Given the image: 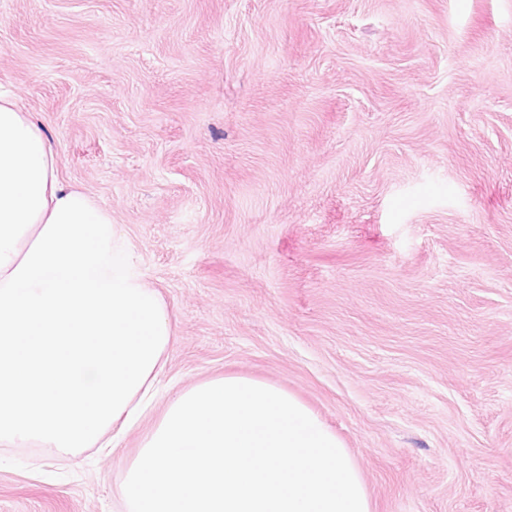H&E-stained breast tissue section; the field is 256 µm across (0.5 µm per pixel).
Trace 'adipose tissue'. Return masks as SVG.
Returning <instances> with one entry per match:
<instances>
[{"label":"adipose tissue","instance_id":"adipose-tissue-1","mask_svg":"<svg viewBox=\"0 0 512 512\" xmlns=\"http://www.w3.org/2000/svg\"><path fill=\"white\" fill-rule=\"evenodd\" d=\"M0 94V445L98 447L150 409L172 340L109 208Z\"/></svg>","mask_w":512,"mask_h":512}]
</instances>
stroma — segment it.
<instances>
[{
	"label": "stroma",
	"instance_id": "obj_1",
	"mask_svg": "<svg viewBox=\"0 0 512 512\" xmlns=\"http://www.w3.org/2000/svg\"><path fill=\"white\" fill-rule=\"evenodd\" d=\"M0 93L164 297L167 380L292 392L371 512H512V0H0ZM163 411L0 447V512H119Z\"/></svg>",
	"mask_w": 512,
	"mask_h": 512
}]
</instances>
